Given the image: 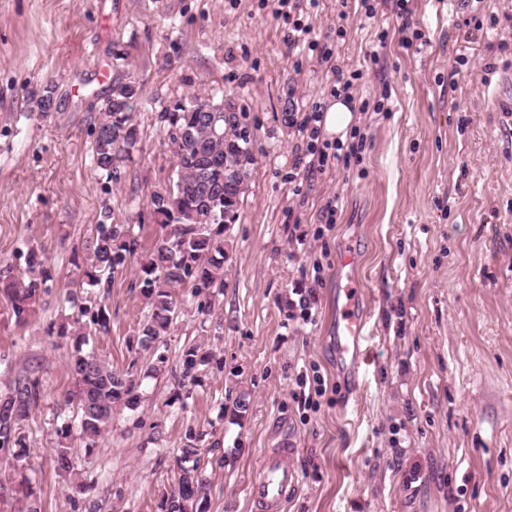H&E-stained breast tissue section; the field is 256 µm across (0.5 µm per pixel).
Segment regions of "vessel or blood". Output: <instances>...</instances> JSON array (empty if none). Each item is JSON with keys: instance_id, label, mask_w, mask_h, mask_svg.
Listing matches in <instances>:
<instances>
[{"instance_id": "obj_1", "label": "vessel or blood", "mask_w": 512, "mask_h": 512, "mask_svg": "<svg viewBox=\"0 0 512 512\" xmlns=\"http://www.w3.org/2000/svg\"><path fill=\"white\" fill-rule=\"evenodd\" d=\"M357 294V289L349 286L336 294L337 354L346 371L353 374L359 372L364 362L365 323L354 310ZM296 452L294 442L289 439L265 450L249 493L256 512H284L299 485V476L291 464Z\"/></svg>"}]
</instances>
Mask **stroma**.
<instances>
[{
	"instance_id": "35a3bbf8",
	"label": "stroma",
	"mask_w": 512,
	"mask_h": 512,
	"mask_svg": "<svg viewBox=\"0 0 512 512\" xmlns=\"http://www.w3.org/2000/svg\"><path fill=\"white\" fill-rule=\"evenodd\" d=\"M412 5L423 37L407 48L392 0H377L371 23L358 0H320L315 39L362 71L356 100L386 109L355 113L366 139L358 162L310 173L283 115L328 107L333 74L318 51L289 48L277 0H0V261L23 280L20 254L32 247L54 275L24 324L0 288V390L29 369L45 386L22 424L31 472L0 459V512H25V476L40 512H161L191 432L204 512H255L250 480L285 437L299 475L287 512H512V0ZM475 17L484 27L474 33ZM118 82L137 90L138 142L111 181L92 148ZM47 94L55 107L42 114ZM195 95L232 100L255 134L224 234V289H178L165 367L89 443L72 402L78 346L54 333L70 322L66 285L103 216L126 225L137 251L112 280L109 331L80 347L119 371L135 357L150 365L131 346L148 314L140 266L163 234L149 200L176 165L162 114ZM348 251L366 318L355 381L335 343ZM301 287L316 292L311 324L296 306ZM193 344L224 369L187 391L178 357ZM313 371L327 391L306 400L301 375ZM62 448L68 473L56 466Z\"/></svg>"
}]
</instances>
